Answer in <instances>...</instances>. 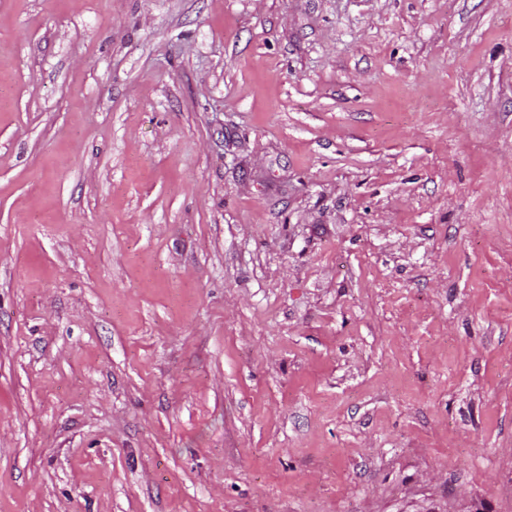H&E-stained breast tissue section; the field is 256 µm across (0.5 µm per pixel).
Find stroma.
Masks as SVG:
<instances>
[{
    "label": "stroma",
    "mask_w": 512,
    "mask_h": 512,
    "mask_svg": "<svg viewBox=\"0 0 512 512\" xmlns=\"http://www.w3.org/2000/svg\"><path fill=\"white\" fill-rule=\"evenodd\" d=\"M0 512H512V0H0Z\"/></svg>",
    "instance_id": "1"
}]
</instances>
